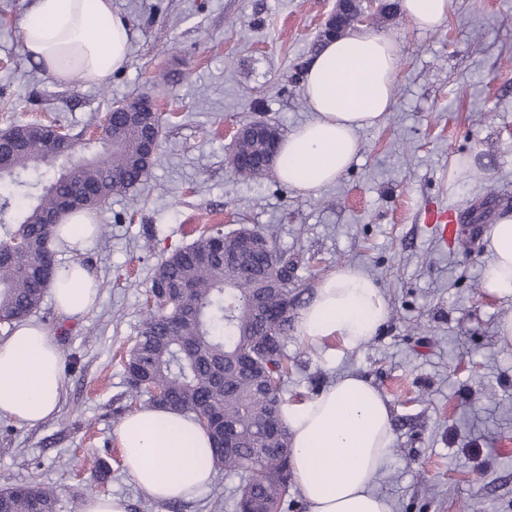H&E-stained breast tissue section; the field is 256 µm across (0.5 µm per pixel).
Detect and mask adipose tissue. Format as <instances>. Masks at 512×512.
I'll return each instance as SVG.
<instances>
[{
  "mask_svg": "<svg viewBox=\"0 0 512 512\" xmlns=\"http://www.w3.org/2000/svg\"><path fill=\"white\" fill-rule=\"evenodd\" d=\"M132 32L112 0H34L22 24L24 54L57 82L100 85L126 63ZM399 54L374 34L323 40L307 66L303 92L312 120L281 140L279 180L300 194L334 184L360 150L358 133L380 123L393 102ZM486 293L512 298V217L487 234ZM59 313H88L98 298L94 274L79 260L59 269L52 285ZM387 317L380 286L345 266L323 278L301 309L297 331L326 356L376 336ZM62 352L33 321L0 340V415L33 426L52 417L62 397ZM292 438L290 466L310 512H388L371 485L394 441L389 406L364 378L346 374L308 400L284 407ZM126 475L149 499L194 498L214 477L212 441L188 413L142 407L117 432Z\"/></svg>",
  "mask_w": 512,
  "mask_h": 512,
  "instance_id": "obj_1",
  "label": "adipose tissue"
}]
</instances>
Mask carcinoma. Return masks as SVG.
I'll use <instances>...</instances> for the list:
<instances>
[{"label":"carcinoma","mask_w":512,"mask_h":512,"mask_svg":"<svg viewBox=\"0 0 512 512\" xmlns=\"http://www.w3.org/2000/svg\"><path fill=\"white\" fill-rule=\"evenodd\" d=\"M116 141L107 137L91 159L70 164L74 142L50 154L45 147L52 125L20 123L0 132V154L8 157L0 173V324L12 325L37 312L58 269L52 244L56 225L46 223L60 193L79 201L76 210L97 211L114 195L144 182V128L118 113ZM235 174L260 178L271 169L262 140L234 145ZM49 174L36 201L8 221L14 207L20 170ZM255 236L265 247L251 253L246 265L263 271L257 281H243L242 265L224 260L242 237ZM295 263L288 261L273 233L242 226L201 235L174 251L155 269L151 298L126 360L132 396L154 386L152 404L192 413L210 433L216 464L242 479L237 509L276 512L288 493L282 474L289 469L291 441L281 418L282 388L267 390L261 378L288 377L286 348L294 330L299 293L291 288ZM189 283L187 295L164 294L165 284ZM291 309L283 312L284 302ZM217 417L213 428L202 416ZM235 432L238 448L220 447L224 429ZM53 490L39 482L0 487V512H56Z\"/></svg>","instance_id":"carcinoma-1"}]
</instances>
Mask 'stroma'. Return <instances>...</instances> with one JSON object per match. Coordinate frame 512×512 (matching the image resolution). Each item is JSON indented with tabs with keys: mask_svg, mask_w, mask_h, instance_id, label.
Here are the masks:
<instances>
[{
	"mask_svg": "<svg viewBox=\"0 0 512 512\" xmlns=\"http://www.w3.org/2000/svg\"><path fill=\"white\" fill-rule=\"evenodd\" d=\"M32 0H0V131L41 122L79 134L113 103L149 96L161 116L148 179L98 214L105 233L81 256L99 283L93 310L62 317L45 296L33 321L60 344L63 390L46 422L0 415V487L54 488L57 512L94 494L128 512H237L240 479L217 471L195 498L158 504L125 474L116 431L132 399L124 360L135 344L155 268L203 231H276L309 299L343 265L381 287L388 317L360 348L328 358L289 340L286 402L344 373L385 397L394 443L373 489L389 512H512V348L501 325L512 299L481 288L490 254L443 246L423 210L458 209L461 228L512 216V0H453L437 29L414 28L401 6L361 0L367 30L399 50L393 105L360 132L361 151L335 184L304 196L275 173L244 180L228 162L231 127L262 118L290 132L312 117L303 71L335 0H112L134 37L125 67L103 84L63 86L21 49ZM108 466L91 476L90 461Z\"/></svg>",
	"mask_w": 512,
	"mask_h": 512,
	"instance_id": "1",
	"label": "stroma"
}]
</instances>
